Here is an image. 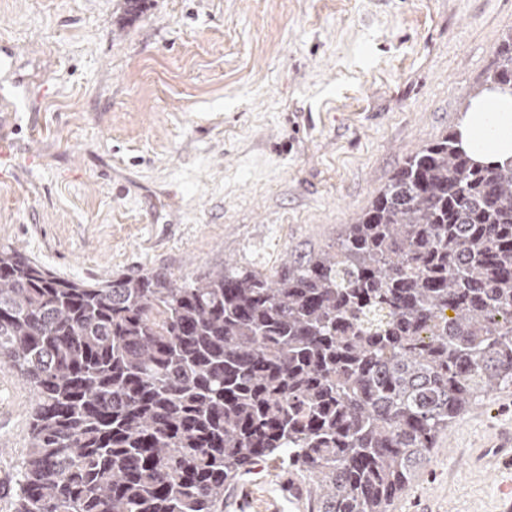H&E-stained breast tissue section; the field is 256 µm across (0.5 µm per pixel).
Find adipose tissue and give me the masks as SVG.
<instances>
[{
  "label": "adipose tissue",
  "instance_id": "adipose-tissue-1",
  "mask_svg": "<svg viewBox=\"0 0 512 512\" xmlns=\"http://www.w3.org/2000/svg\"><path fill=\"white\" fill-rule=\"evenodd\" d=\"M459 134L463 148L480 162L512 158V95L487 91L474 99Z\"/></svg>",
  "mask_w": 512,
  "mask_h": 512
}]
</instances>
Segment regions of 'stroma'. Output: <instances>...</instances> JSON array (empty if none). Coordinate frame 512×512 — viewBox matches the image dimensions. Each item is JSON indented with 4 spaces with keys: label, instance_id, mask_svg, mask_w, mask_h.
Returning a JSON list of instances; mask_svg holds the SVG:
<instances>
[{
    "label": "stroma",
    "instance_id": "1",
    "mask_svg": "<svg viewBox=\"0 0 512 512\" xmlns=\"http://www.w3.org/2000/svg\"><path fill=\"white\" fill-rule=\"evenodd\" d=\"M0 0V242L75 281L263 273L335 249L423 145L460 125L512 0ZM32 389L0 364V512ZM512 428V385L439 435L390 512H503L463 456ZM260 463L224 512L287 507Z\"/></svg>",
    "mask_w": 512,
    "mask_h": 512
}]
</instances>
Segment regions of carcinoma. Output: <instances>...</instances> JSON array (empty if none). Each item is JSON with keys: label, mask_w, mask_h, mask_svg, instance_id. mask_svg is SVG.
I'll return each mask as SVG.
<instances>
[{"label": "carcinoma", "mask_w": 512, "mask_h": 512, "mask_svg": "<svg viewBox=\"0 0 512 512\" xmlns=\"http://www.w3.org/2000/svg\"><path fill=\"white\" fill-rule=\"evenodd\" d=\"M497 54L489 87L512 37ZM0 362L36 396L15 512H224L268 460L312 480L310 512H388L512 384V160L428 143L336 251L274 274L88 284L0 244Z\"/></svg>", "instance_id": "obj_1"}]
</instances>
